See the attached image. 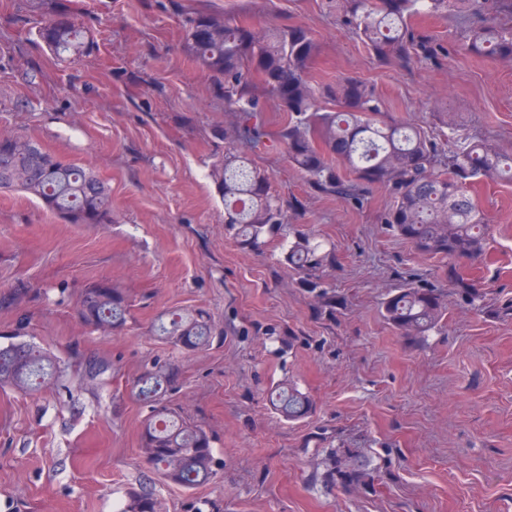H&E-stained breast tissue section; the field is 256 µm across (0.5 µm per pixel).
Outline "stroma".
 Wrapping results in <instances>:
<instances>
[{
  "mask_svg": "<svg viewBox=\"0 0 512 512\" xmlns=\"http://www.w3.org/2000/svg\"><path fill=\"white\" fill-rule=\"evenodd\" d=\"M259 26L287 17L321 51L311 74L373 84L387 112L436 132L445 121L512 154V64L463 55L461 18H421L448 50L441 66L380 65L328 0H194ZM66 6L90 30L87 53L57 61L21 16ZM233 113L183 44L171 0H0V134L25 135L93 169L112 190V221L68 224L36 198L0 193V344L13 334L51 351L64 376L39 392L0 389V512H116L128 488L160 512H512V183L472 195L491 227L474 307L444 260L419 255L382 222L386 189L360 201L316 191L283 149L253 159L288 210L290 230L334 249L309 288L283 260L284 240L240 246L224 224L211 166L214 126ZM109 280L130 299L126 327L92 330L85 288ZM437 288L447 311L422 338L400 334L381 304L404 282ZM202 309L212 345L185 352L154 336L161 314ZM178 370L174 403L215 438L214 479L164 481L141 453L147 407L132 393L155 362ZM107 370L91 377L94 364ZM294 383L313 413L288 422L265 391ZM364 461L353 490L332 479V452Z\"/></svg>",
  "mask_w": 512,
  "mask_h": 512,
  "instance_id": "35a3bbf8",
  "label": "stroma"
}]
</instances>
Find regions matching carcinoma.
Masks as SVG:
<instances>
[{
  "mask_svg": "<svg viewBox=\"0 0 512 512\" xmlns=\"http://www.w3.org/2000/svg\"><path fill=\"white\" fill-rule=\"evenodd\" d=\"M336 16L362 45L388 67L409 68L438 63L441 47L414 19L420 15L469 21L465 55L512 62V0H330ZM188 55L213 77V94L236 114L231 132L216 136L228 143L224 161L213 166L224 200V224L245 248L261 247L268 237L282 234L288 211L272 190L270 177L254 167L249 152L266 143L285 149L289 161L319 192L360 199L380 186L393 201L383 222L421 255L441 257L452 265L476 259L484 252L489 225L469 195L480 178L512 182V157L456 133L451 135L446 167L435 138L383 112V103L366 82L345 77L318 84L310 68L319 44L306 26L286 20L254 26L234 17L195 9L182 13ZM22 23L54 53L80 55L90 48L83 28L66 7ZM273 96L288 122L268 130L267 97ZM19 190L40 199L69 224L112 223L109 188L87 168L66 163L28 137L11 135L0 141V191ZM284 261L310 284L317 272L335 262L332 250L309 234L296 232L288 241ZM453 287L475 302L482 294L462 277ZM385 320L405 336L420 338L445 317L442 296L431 288L405 284L381 303ZM126 292L107 281L86 288L78 315L93 329L120 331L128 320ZM158 335L185 351L210 344L214 330L201 310H187L162 321ZM61 374L60 361L25 341L0 345V387L34 393ZM136 397L150 405L143 425L142 450L163 479L191 489L211 480L218 462L211 436L167 400L177 388V373L169 364L155 366L135 385ZM266 401L287 421L308 417L309 395L291 382L270 388ZM335 471L350 487L365 482V473L336 458ZM121 512H158L153 494L129 488Z\"/></svg>",
  "mask_w": 512,
  "mask_h": 512,
  "instance_id": "obj_1",
  "label": "carcinoma"
}]
</instances>
